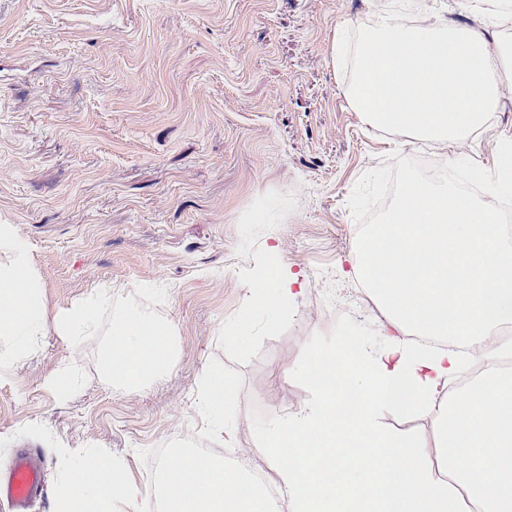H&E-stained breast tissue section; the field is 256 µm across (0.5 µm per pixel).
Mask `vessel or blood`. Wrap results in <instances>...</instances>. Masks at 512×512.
Instances as JSON below:
<instances>
[{"label":"vessel or blood","instance_id":"vessel-or-blood-1","mask_svg":"<svg viewBox=\"0 0 512 512\" xmlns=\"http://www.w3.org/2000/svg\"><path fill=\"white\" fill-rule=\"evenodd\" d=\"M47 489L45 457L38 448L18 454L6 473L0 474V499L11 512H29L33 502L41 499Z\"/></svg>","mask_w":512,"mask_h":512}]
</instances>
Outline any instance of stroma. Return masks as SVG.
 <instances>
[{"label": "stroma", "mask_w": 512, "mask_h": 512, "mask_svg": "<svg viewBox=\"0 0 512 512\" xmlns=\"http://www.w3.org/2000/svg\"><path fill=\"white\" fill-rule=\"evenodd\" d=\"M368 0H0V224L31 257L50 315L112 290L96 330L57 329L23 356L0 338V471L46 425L68 449L119 456L155 501L141 449L173 438L223 452L200 405L212 375L232 452L267 470L262 436L312 394L295 368L340 336L382 343V311L325 316L355 292L356 226L410 134L366 127L333 52ZM512 136V95L488 132L443 148L454 167L493 166ZM296 275L269 325L247 290L263 270ZM147 313L173 355L135 389L102 364L112 320Z\"/></svg>", "instance_id": "1"}]
</instances>
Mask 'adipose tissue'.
<instances>
[{"label": "adipose tissue", "instance_id": "ef3b65f1", "mask_svg": "<svg viewBox=\"0 0 512 512\" xmlns=\"http://www.w3.org/2000/svg\"><path fill=\"white\" fill-rule=\"evenodd\" d=\"M486 28L445 21L408 25L379 10L353 40L354 75L345 94L365 124L455 146L485 126L512 92V0L484 11ZM383 311V347L357 338L312 353L304 369L313 394L300 411L271 421L269 467L292 512H512V372L452 389L463 364L453 348L416 345L412 335L465 342L487 361L512 357L499 334L512 323V240L450 181L416 178L358 259ZM50 318L15 228L0 224V336L26 354L56 327L92 332L95 307ZM119 343L103 354L127 387L159 380L170 348L151 317L118 315ZM428 417L432 443L386 430L381 414Z\"/></svg>", "mask_w": 512, "mask_h": 512}]
</instances>
